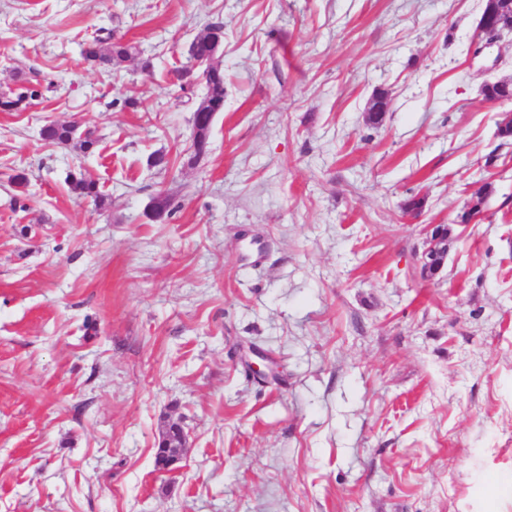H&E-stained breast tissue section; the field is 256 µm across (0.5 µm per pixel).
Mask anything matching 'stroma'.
Returning <instances> with one entry per match:
<instances>
[{
  "mask_svg": "<svg viewBox=\"0 0 512 512\" xmlns=\"http://www.w3.org/2000/svg\"><path fill=\"white\" fill-rule=\"evenodd\" d=\"M484 4L0 0V94L39 92L0 111V512H512V102L482 93L512 36L477 51ZM215 21L198 159L177 71ZM99 33L141 58L89 65ZM68 122L93 153L42 137ZM427 224L452 230L432 279ZM205 72L206 94L198 105L194 113V137L192 147L194 148L195 157L199 158L206 151L207 139L210 127L205 135L198 138L196 135V120L199 112H223L224 110V69L219 63H215L207 68ZM182 430L183 439H184V449L180 452L174 461V464L179 462L185 455L186 448H188V440L189 435L184 431L183 428L178 423L172 422L167 423L164 428L160 432V444L165 445V447L161 446L157 448L155 462L156 465L161 463H165L167 461V456L171 454L172 445L176 442L179 434Z\"/></svg>",
  "mask_w": 512,
  "mask_h": 512,
  "instance_id": "35a3bbf8",
  "label": "stroma"
}]
</instances>
